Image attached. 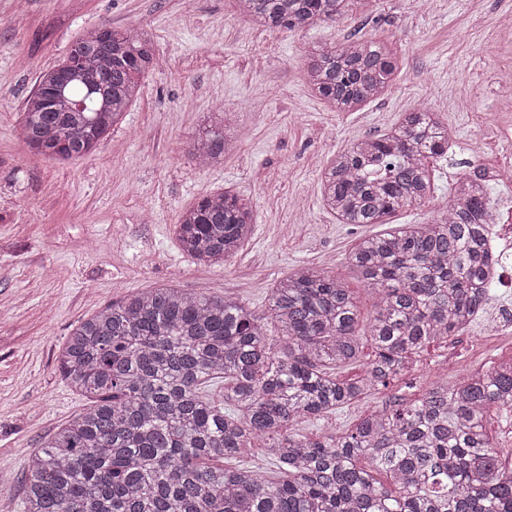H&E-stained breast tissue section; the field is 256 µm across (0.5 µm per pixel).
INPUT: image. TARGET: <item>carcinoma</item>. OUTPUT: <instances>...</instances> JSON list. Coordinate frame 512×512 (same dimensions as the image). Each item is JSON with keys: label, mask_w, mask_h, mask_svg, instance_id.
I'll return each instance as SVG.
<instances>
[{"label": "carcinoma", "mask_w": 512, "mask_h": 512, "mask_svg": "<svg viewBox=\"0 0 512 512\" xmlns=\"http://www.w3.org/2000/svg\"><path fill=\"white\" fill-rule=\"evenodd\" d=\"M351 0H236L270 30L334 23ZM156 65L148 32L101 27L78 35L62 63L40 74L19 122L23 143L63 160L105 141ZM399 73L382 43L352 36L310 52L306 82L335 112H357ZM448 126L426 107L389 132L330 160L324 207L343 224H384L429 198L427 162L448 154ZM225 113L194 140L201 165L233 152ZM470 169L429 224L361 239L351 266L375 295L366 374L334 370L359 360L360 317L345 284L303 266L271 288L267 312L239 300L164 285L114 302L71 330L58 367L90 405L42 441L29 461L25 512H512V453L484 420L512 408V361L414 401L367 410L344 432L306 437L294 423L362 399L404 363L457 336L491 288L482 283L490 191ZM250 202L211 192L183 210L176 238L189 257L222 263L252 231ZM285 338L269 343L268 324ZM221 378L224 399L201 385ZM260 446L279 482L250 467H213ZM368 459L386 486L357 462Z\"/></svg>", "instance_id": "1"}]
</instances>
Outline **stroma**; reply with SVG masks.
Masks as SVG:
<instances>
[{
	"label": "stroma",
	"mask_w": 512,
	"mask_h": 512,
	"mask_svg": "<svg viewBox=\"0 0 512 512\" xmlns=\"http://www.w3.org/2000/svg\"><path fill=\"white\" fill-rule=\"evenodd\" d=\"M102 24L150 29L157 67L96 152L64 161L31 151L16 135L25 98L79 33ZM353 34L390 46L402 74L361 111L334 112L311 94L308 55ZM511 79L512 0H434L427 10L369 0L364 13L296 31L254 25L235 0H0V498L24 512L30 456L86 405L56 368L73 325L128 295L173 284L260 314L277 280L313 264L342 280L369 318L373 295L347 254L388 226L436 219L470 164L512 167V147L495 131L512 119L497 95ZM423 104L441 113L452 141L429 164V200L386 225L340 223L321 201L328 159ZM218 108L230 112L238 147L202 166L189 145ZM221 190L251 201L253 233L224 264L194 263L178 247L177 218ZM449 345L298 433L348 429L370 407L512 358V338L481 321Z\"/></svg>",
	"instance_id": "35a3bbf8"
}]
</instances>
